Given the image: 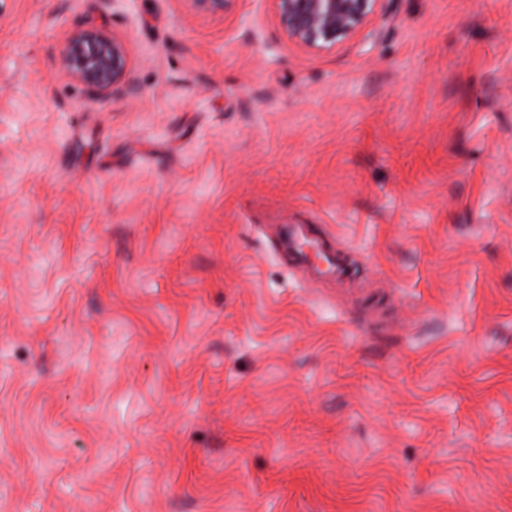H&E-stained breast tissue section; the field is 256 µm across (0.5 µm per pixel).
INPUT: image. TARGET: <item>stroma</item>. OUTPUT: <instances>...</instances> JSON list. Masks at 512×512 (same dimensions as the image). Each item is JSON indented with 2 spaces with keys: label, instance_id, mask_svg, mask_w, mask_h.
<instances>
[{
  "label": "stroma",
  "instance_id": "stroma-1",
  "mask_svg": "<svg viewBox=\"0 0 512 512\" xmlns=\"http://www.w3.org/2000/svg\"><path fill=\"white\" fill-rule=\"evenodd\" d=\"M0 512H512V0H0ZM191 12L196 15L221 17L228 11L234 0H185ZM287 38L304 48L331 49L365 26L378 0H270ZM58 65L62 76L81 83L98 98L129 85L127 46L102 25L70 32L59 47ZM283 244L285 250L295 261L302 263L312 262L310 255L305 252V249L307 248L308 250L314 252L315 257L319 261L324 262L327 265L325 270H321L314 264L318 272L330 274L335 269V262L333 257L329 253L321 250L318 245H316L308 238V234L306 233L305 227L302 224L291 226L289 231L288 226L284 228Z\"/></svg>",
  "mask_w": 512,
  "mask_h": 512
}]
</instances>
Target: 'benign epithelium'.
<instances>
[{"instance_id": "7a95c632", "label": "benign epithelium", "mask_w": 512, "mask_h": 512, "mask_svg": "<svg viewBox=\"0 0 512 512\" xmlns=\"http://www.w3.org/2000/svg\"><path fill=\"white\" fill-rule=\"evenodd\" d=\"M196 15L221 17L234 0H185ZM287 38L304 48L331 49L365 26L378 0H271ZM62 76L98 98L129 85L126 44L101 25L76 29L58 51Z\"/></svg>"}]
</instances>
